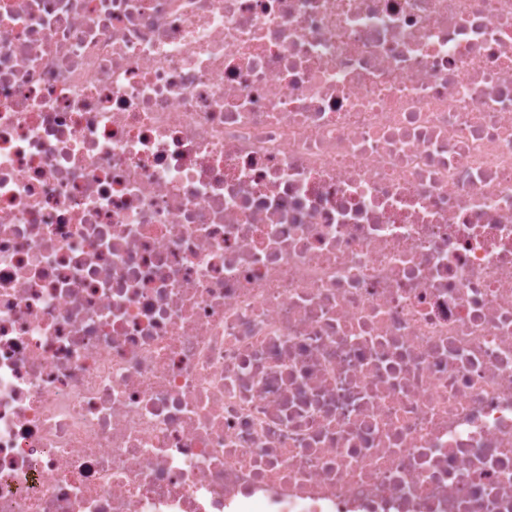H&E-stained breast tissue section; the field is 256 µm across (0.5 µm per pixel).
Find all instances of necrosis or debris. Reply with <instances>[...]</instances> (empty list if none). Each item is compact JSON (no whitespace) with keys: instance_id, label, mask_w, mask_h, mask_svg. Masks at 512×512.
I'll return each mask as SVG.
<instances>
[{"instance_id":"4bbe7bcc","label":"necrosis or debris","mask_w":512,"mask_h":512,"mask_svg":"<svg viewBox=\"0 0 512 512\" xmlns=\"http://www.w3.org/2000/svg\"><path fill=\"white\" fill-rule=\"evenodd\" d=\"M0 512H512V0H0Z\"/></svg>"}]
</instances>
